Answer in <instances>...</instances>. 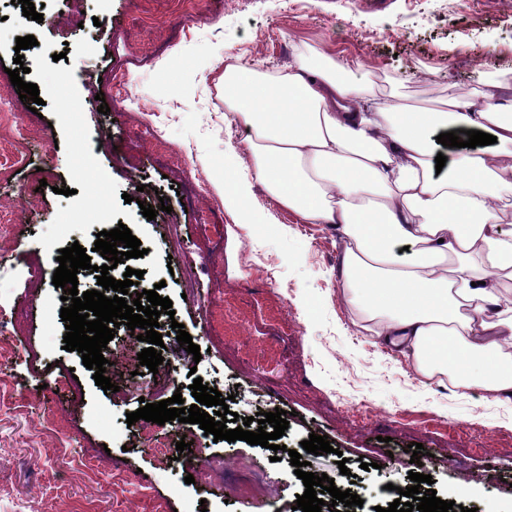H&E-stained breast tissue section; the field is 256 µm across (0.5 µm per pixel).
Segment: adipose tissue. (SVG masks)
Listing matches in <instances>:
<instances>
[{"label": "adipose tissue", "mask_w": 512, "mask_h": 512, "mask_svg": "<svg viewBox=\"0 0 512 512\" xmlns=\"http://www.w3.org/2000/svg\"><path fill=\"white\" fill-rule=\"evenodd\" d=\"M356 65L296 55L225 66L224 109L256 181L304 224L336 228L342 297L424 378L512 394V85L442 108L368 101ZM479 130L436 169V137Z\"/></svg>", "instance_id": "ef3b65f1"}]
</instances>
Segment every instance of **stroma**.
Instances as JSON below:
<instances>
[{"label": "stroma", "instance_id": "obj_1", "mask_svg": "<svg viewBox=\"0 0 512 512\" xmlns=\"http://www.w3.org/2000/svg\"><path fill=\"white\" fill-rule=\"evenodd\" d=\"M42 21L0 0V96L10 125L38 129L32 161L15 165L0 138V201L36 198L28 216L0 215L10 245L0 255V512H268L228 480L206 482L199 457L258 471L289 512L305 487L290 463L310 434L331 452H302L309 472L353 489L358 512H375L409 487V444H422L421 474L437 498L468 486L470 512H512V398L419 377L400 353L354 324L342 298L335 229L299 223L253 176L245 131L224 115L218 79L229 61L287 65L295 53L360 62L379 99L441 107L449 93L478 95L512 79V0H32ZM35 36L26 82L43 103L29 110L7 74L17 38ZM66 60L53 61L56 53ZM127 80L123 102L113 72ZM96 93L108 113L76 102ZM182 158L171 169L157 140ZM139 177L158 214L125 203ZM235 181L252 199L243 223L217 190ZM70 188L62 195L58 186ZM224 210L204 224L194 199ZM124 224L146 253L133 269L158 285L203 351L163 348L172 388L194 377L232 396L240 419L290 412L285 451L195 430L192 451L162 466L126 423L142 389L96 386L82 355L63 348L62 292L46 273L60 249L93 248L89 224ZM273 268V279L261 267ZM371 417L355 422L348 407ZM348 460L341 474L337 457ZM193 483H185V476Z\"/></svg>", "mask_w": 512, "mask_h": 512}]
</instances>
